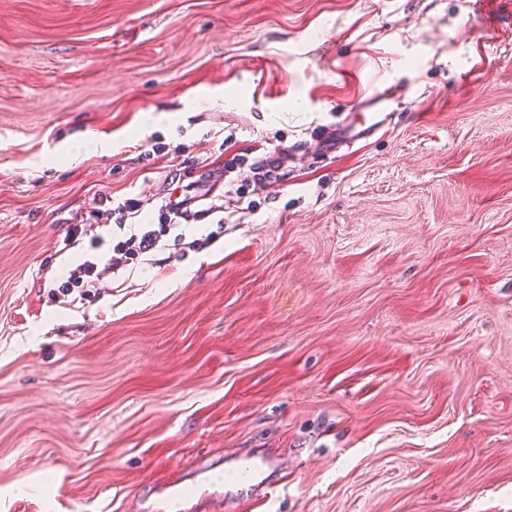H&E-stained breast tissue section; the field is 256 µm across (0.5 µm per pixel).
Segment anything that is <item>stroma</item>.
I'll list each match as a JSON object with an SVG mask.
<instances>
[{"instance_id": "1", "label": "stroma", "mask_w": 512, "mask_h": 512, "mask_svg": "<svg viewBox=\"0 0 512 512\" xmlns=\"http://www.w3.org/2000/svg\"><path fill=\"white\" fill-rule=\"evenodd\" d=\"M228 138L288 152L247 214ZM110 197L223 212L56 299ZM244 448L257 508L198 486ZM175 479L190 512H512V0H0V512ZM393 104H399L396 86L382 90L370 88L367 94L350 112L341 114L342 118L331 127H326L318 138L322 148L350 147L367 140L385 130ZM271 462L267 459L240 457L234 459L228 468L235 474L234 482L253 502H264L271 494V484L266 482L265 473Z\"/></svg>"}]
</instances>
